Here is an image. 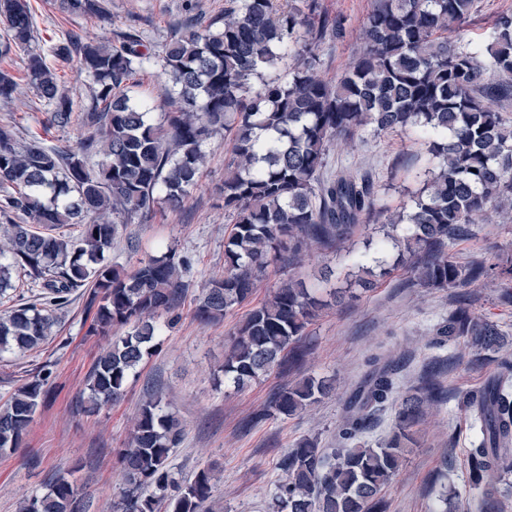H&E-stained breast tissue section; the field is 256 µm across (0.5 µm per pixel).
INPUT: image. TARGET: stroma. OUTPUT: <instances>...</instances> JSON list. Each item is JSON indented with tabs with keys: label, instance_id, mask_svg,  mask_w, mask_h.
<instances>
[{
	"label": "stroma",
	"instance_id": "obj_1",
	"mask_svg": "<svg viewBox=\"0 0 512 512\" xmlns=\"http://www.w3.org/2000/svg\"><path fill=\"white\" fill-rule=\"evenodd\" d=\"M104 17L71 16L59 11L56 0H30L36 23L37 46L62 40L72 32L84 40L119 42L131 29L145 41L162 46L188 18L222 16L225 0H102ZM375 0H317L320 11L343 16V38L327 36L315 49L320 73L335 80L353 60L360 28ZM14 125L19 141L39 140L58 147H76L82 122L60 130L49 126L47 111L29 89L11 101L0 100V123ZM232 158L230 139L216 137L208 149L199 184L176 210L155 207L122 225L107 257L128 264L167 249L190 259L188 287L180 320L165 330L161 349L147 358L119 403L98 413L82 411L86 379L107 337L90 335L94 312L84 291L73 294L58 311L47 341L35 351L0 358V402L39 371L52 364L51 389L39 406L21 448L0 455V512H18L21 502L43 491L54 474L75 473L87 512H112L114 494L122 482L116 456L125 448L138 408L148 387L161 388L185 426L172 464L190 478L201 468L214 467V498L223 512H267L270 493L281 473L276 463L298 439L318 438L321 447L336 443V428L351 391L369 370L373 358L392 362L400 390L423 388L434 382L443 402L428 407L417 427L419 445L406 456L386 491L389 512H478L480 489L469 479L467 450L471 434L460 394L476 389L500 366L512 362V301L497 281L461 290L413 287L410 273L399 268L377 288L349 287L361 257H375L376 224L360 227L341 245L313 246L292 263L271 265L261 277L248 304L224 321L204 324L194 315L195 300L206 280L224 270V238L230 223L224 213V167ZM348 166L371 177L380 203L389 211L407 203L421 188L430 167L425 142L415 135L364 133L353 147L333 148L329 168ZM452 258L459 264L512 256V212L492 222L472 225L456 242ZM304 280L319 294L348 288L342 306L314 320L299 342L303 353L289 363L238 390L219 375L224 350L236 325L288 276ZM471 310L498 324L506 339L496 354L476 355L463 341H448L437 330L454 311L460 297ZM307 375L331 376L336 393L288 419H256L281 388ZM447 502H440L441 492Z\"/></svg>",
	"mask_w": 512,
	"mask_h": 512
}]
</instances>
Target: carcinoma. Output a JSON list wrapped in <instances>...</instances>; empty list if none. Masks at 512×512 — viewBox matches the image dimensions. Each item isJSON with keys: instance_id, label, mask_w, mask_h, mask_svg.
Masks as SVG:
<instances>
[{"instance_id": "carcinoma-1", "label": "carcinoma", "mask_w": 512, "mask_h": 512, "mask_svg": "<svg viewBox=\"0 0 512 512\" xmlns=\"http://www.w3.org/2000/svg\"><path fill=\"white\" fill-rule=\"evenodd\" d=\"M478 0H376L364 20L351 64L328 82L310 47L330 32L343 33L341 16L302 10L295 0H229L217 22L194 20L160 50L130 34L117 44L86 43L76 33L34 48L28 0H0V57L24 56L27 86L49 107L52 125L67 129L76 105L62 89L59 66L79 61L93 87L78 150L38 140L22 145L0 126V300L26 277L36 302L0 314V354L40 347L73 291L90 289L91 331L125 330L97 359L84 408L94 413L120 401L146 358L158 352L163 330L179 319L189 268L173 249L129 268L106 252L119 224L158 204L181 206L198 184L204 147L224 133L233 158L224 176V211L232 228L224 238V272L210 277L197 299L196 317L217 322L246 303L259 274L294 259L313 243L340 244L376 210L373 181L345 166L325 172L333 144L411 131L427 140L432 167L425 189L386 218L395 265L406 264L422 288H467L486 279L512 282V266L458 264L448 246L485 223L512 212V118L495 101L512 96V13L496 16L487 45L463 43V25ZM71 15L101 11L99 0H59ZM291 64L288 78L263 79L265 69ZM158 68L164 88L163 119L152 106L132 101L126 82ZM262 81L252 90L254 80ZM19 84L0 70V99ZM77 226L74 233L60 231ZM325 306L316 292L290 279L253 308L224 351V379L242 388L296 361V344ZM437 335L463 340L478 355L504 342L499 326L462 303ZM52 370L34 375L0 404V453L20 447L49 393ZM512 363L476 393L463 396L474 439L469 478L483 489L484 508H495L500 485L512 474ZM333 384L306 377L274 394L263 417L288 418L329 395ZM391 368L370 371L345 403L336 447L298 440L277 466L272 512H387L385 489L398 475L414 427L435 389L407 392L397 403L390 436L363 441L371 417L395 397ZM163 397L140 404L128 446L118 454L123 487L115 512H206L215 474L205 467L188 479L171 464L183 437ZM20 512H85L73 482L58 475Z\"/></svg>"}]
</instances>
